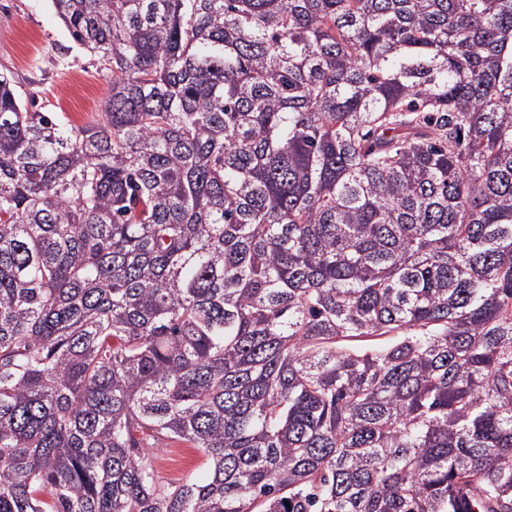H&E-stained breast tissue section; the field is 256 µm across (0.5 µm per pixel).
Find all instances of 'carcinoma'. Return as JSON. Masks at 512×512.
<instances>
[{
  "mask_svg": "<svg viewBox=\"0 0 512 512\" xmlns=\"http://www.w3.org/2000/svg\"><path fill=\"white\" fill-rule=\"evenodd\" d=\"M51 2L110 93L0 73V512H512V0ZM202 454L194 448H166L154 460L158 481L164 485H180L204 475Z\"/></svg>",
  "mask_w": 512,
  "mask_h": 512,
  "instance_id": "1",
  "label": "carcinoma"
}]
</instances>
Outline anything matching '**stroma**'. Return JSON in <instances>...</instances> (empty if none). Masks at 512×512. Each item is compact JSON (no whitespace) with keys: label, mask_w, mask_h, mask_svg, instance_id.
Wrapping results in <instances>:
<instances>
[{"label":"stroma","mask_w":512,"mask_h":512,"mask_svg":"<svg viewBox=\"0 0 512 512\" xmlns=\"http://www.w3.org/2000/svg\"><path fill=\"white\" fill-rule=\"evenodd\" d=\"M0 72L13 77L24 102L59 113L68 125L97 119L110 89L100 56L70 41L49 0H0ZM154 464L164 485L204 474L193 448L164 449Z\"/></svg>","instance_id":"stroma-1"}]
</instances>
